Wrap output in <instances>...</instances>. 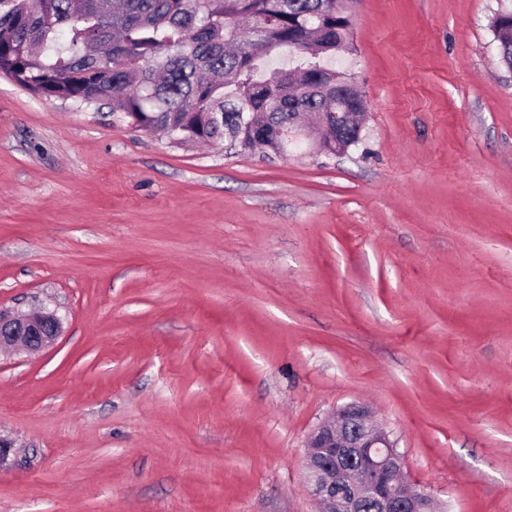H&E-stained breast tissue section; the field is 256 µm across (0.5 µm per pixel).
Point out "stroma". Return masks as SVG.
<instances>
[{"mask_svg":"<svg viewBox=\"0 0 512 512\" xmlns=\"http://www.w3.org/2000/svg\"><path fill=\"white\" fill-rule=\"evenodd\" d=\"M501 0H348L360 143L177 145L0 74V512H316L363 403L440 512H512V71ZM492 31L495 40L498 42V50L501 62L512 70V9L507 7L499 10L492 22ZM63 320L54 310L18 314L0 309V352H37L51 346L62 333Z\"/></svg>","mask_w":512,"mask_h":512,"instance_id":"obj_1","label":"stroma"}]
</instances>
